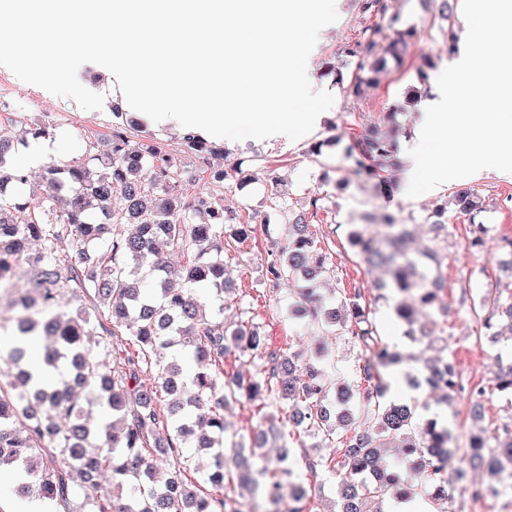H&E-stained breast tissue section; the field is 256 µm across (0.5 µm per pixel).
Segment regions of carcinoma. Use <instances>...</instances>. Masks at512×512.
<instances>
[{
    "label": "carcinoma",
    "instance_id": "carcinoma-1",
    "mask_svg": "<svg viewBox=\"0 0 512 512\" xmlns=\"http://www.w3.org/2000/svg\"><path fill=\"white\" fill-rule=\"evenodd\" d=\"M363 9L380 13L382 23L366 27L355 43L362 62L347 91L356 96L384 66L378 50L397 56L413 37L398 15H386L384 0H364ZM135 130L129 114L112 104L108 149L91 143L79 160L46 166L48 190L34 201L22 192L25 172L10 159L16 144L54 137V125L32 122L18 140L0 129V289L14 288L20 270L29 284L14 300L16 333L0 347V472H21L16 493L34 492L66 512H252L258 496L267 500L268 512H305L304 482L285 499L278 480L295 475L291 431H303L319 448L348 427L355 434L331 466L341 478V502L331 512H383L382 502L410 498L412 481L438 512H449L457 485L475 498L512 490V423L491 433L477 428L460 450L438 417L419 421L409 405L386 400L383 370L403 356L382 342L357 301L345 299L339 307L320 302L301 311L328 334L313 357L268 354L259 327L226 324L224 295L231 288L219 257L224 236L252 238L263 216L254 212L236 222L224 206L190 193L177 157L160 143L132 146ZM396 151L393 135L367 131L346 146L344 160L351 176L378 177L390 194L395 186L384 173L395 165ZM178 153L206 163L216 148L186 132ZM118 192L126 205L116 209ZM274 196L292 228L270 264L275 284L331 279L333 266L305 215L291 213L284 191ZM456 203L465 214L481 212L472 192L459 191ZM346 240L365 264L389 268L388 288L400 295L395 317L407 327L405 335L424 342L430 333L420 315L447 309L435 275L439 253L412 249L406 225L391 214L381 224L347 225ZM31 241L40 243L35 253L27 252ZM161 242L184 262L164 261ZM66 289L81 292L89 305L65 311L59 296ZM481 307L486 328L512 333V293ZM120 331L133 351L113 364L86 346L96 336L108 353ZM332 336H347L360 348L357 382L346 381L330 356ZM232 352L251 360L267 354L271 368L248 379L226 378L224 357ZM495 361V388L512 392V348L507 361L500 354ZM142 362L155 367L158 383L142 377ZM445 377L441 396L448 404L459 388L453 354L424 362L407 382L420 388ZM162 392L172 397L165 412ZM242 399L263 406L274 399L287 407L284 418L261 421L251 446L224 426V408ZM269 439L281 442L274 459L259 453ZM387 439L402 442L393 459L385 453ZM185 448L210 456L200 483L186 477ZM156 453L170 458L162 477L153 464ZM453 455L459 466L450 474ZM482 464L491 479L474 489L467 470ZM228 477L237 487L231 497L201 489L203 483L222 489Z\"/></svg>",
    "mask_w": 512,
    "mask_h": 512
}]
</instances>
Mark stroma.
Listing matches in <instances>:
<instances>
[{
	"instance_id": "obj_1",
	"label": "stroma",
	"mask_w": 512,
	"mask_h": 512,
	"mask_svg": "<svg viewBox=\"0 0 512 512\" xmlns=\"http://www.w3.org/2000/svg\"><path fill=\"white\" fill-rule=\"evenodd\" d=\"M387 11L399 15L405 27L415 29L402 60H388L376 84L360 95L349 94L345 82L357 72L359 59L351 49L361 31L378 24L379 16L364 12L361 0H342L335 26L322 31L310 58V75L320 83L329 84L334 97L333 106L324 112L313 131L291 145L281 143H232L216 139L225 156L210 160L213 168L235 163L253 176L244 186L233 181L219 184L210 178L197 162L179 157L178 167L183 181L191 192L221 199L225 210L237 217H247L258 211L270 222L258 231L255 238L240 242L225 239L222 257L236 285L234 294L227 297L224 316L232 321H249L259 326L270 338L273 350L281 352L306 351L323 336L320 326H296L288 314L290 305L301 302L297 288L274 289L269 274L270 253L274 246L288 242V223L272 203L273 187L288 194L289 205L305 214L306 219L336 270L333 280L318 286L323 297L333 296L342 289L347 296L358 297L359 303L376 324L383 342L403 354L418 352L404 329L392 319V304L380 299L378 281L386 279L384 268L366 269L346 245L343 227L347 224H369L391 213L400 223L410 225L415 244L437 248L445 257L441 275L445 281L444 300L448 312L434 316L430 329L433 346L429 356L439 355L449 348L455 357L461 379L474 386H486L482 402L483 417L473 421L468 400L456 399L453 406L442 408L448 425L457 437L458 446H466L474 424L494 430L512 421V396L493 389L492 367L503 343H491L480 317L471 311L475 300L482 296L497 297V262L500 239L512 237V175L479 173L445 184L433 194L409 198L403 167L389 171V178L398 190L393 196L380 195L373 182L350 184L346 191L335 185L343 178L341 147L331 143V135L345 138L357 135L370 127L395 122L401 139H408L420 118L419 103H407V90L415 86L417 70L427 66L429 83H436L440 73L452 59L446 50L449 32H462L464 16L460 0H455L448 19H441L438 0H385ZM0 79L13 88L18 102L16 112H0V129L20 134L16 116L25 121H46L56 124V133L64 142L63 162L80 158L89 142L104 138L112 124L108 110H85L74 100L53 95L45 89L18 79L7 67L0 66ZM470 189L479 197L482 210L475 220L489 225L491 239L486 254L477 256L467 250L465 243L472 219L455 214L440 236H432L426 222L437 206L449 202L453 191ZM318 197L317 207H309L311 197Z\"/></svg>"
}]
</instances>
